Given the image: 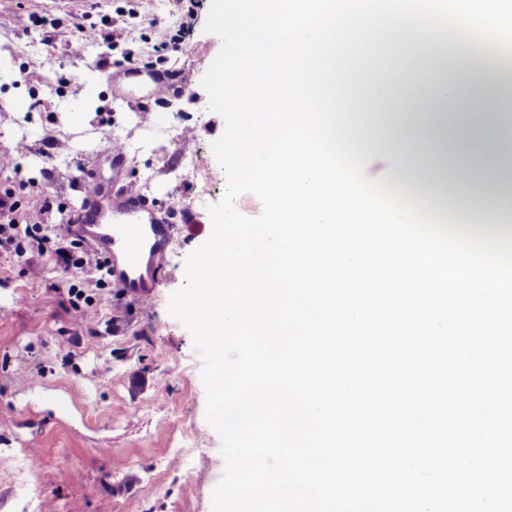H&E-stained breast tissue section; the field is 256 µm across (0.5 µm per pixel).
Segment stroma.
I'll return each mask as SVG.
<instances>
[{"mask_svg":"<svg viewBox=\"0 0 512 512\" xmlns=\"http://www.w3.org/2000/svg\"><path fill=\"white\" fill-rule=\"evenodd\" d=\"M187 5L193 19L182 31L177 0H85L72 11L56 0H0V192L13 190L21 210L42 214L44 224L67 219L83 205L82 161L111 176L112 133L127 149L121 183L136 184L174 226L154 301L84 284L91 324L49 255L17 262L0 254V512H212L222 442L205 419L192 336L168 312L188 255L210 237L208 207L226 183L211 150L224 119L209 111L200 84L222 41L204 30L211 0ZM20 14L28 28L17 27ZM76 18L97 41L74 42ZM110 31L119 38L109 46ZM177 31L190 56L159 50ZM129 51L142 73L174 76L155 113L112 93ZM20 142L27 149L19 154ZM194 152L211 176L206 195L181 171ZM30 264L40 277L27 273Z\"/></svg>","mask_w":512,"mask_h":512,"instance_id":"35a3bbf8","label":"stroma"}]
</instances>
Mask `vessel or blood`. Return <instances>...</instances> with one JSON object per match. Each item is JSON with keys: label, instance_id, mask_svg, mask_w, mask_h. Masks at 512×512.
<instances>
[{"label": "vessel or blood", "instance_id": "obj_1", "mask_svg": "<svg viewBox=\"0 0 512 512\" xmlns=\"http://www.w3.org/2000/svg\"><path fill=\"white\" fill-rule=\"evenodd\" d=\"M83 182L85 202L70 220L72 232L109 255L114 284L139 301H152L159 285L160 258L172 240V225L159 217L133 184L113 190L92 167Z\"/></svg>", "mask_w": 512, "mask_h": 512}]
</instances>
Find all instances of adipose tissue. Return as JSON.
Instances as JSON below:
<instances>
[{"label":"adipose tissue","instance_id":"adipose-tissue-1","mask_svg":"<svg viewBox=\"0 0 512 512\" xmlns=\"http://www.w3.org/2000/svg\"><path fill=\"white\" fill-rule=\"evenodd\" d=\"M511 58V45L475 52L452 31L390 33L352 103L367 176L464 231L512 237V90L498 80ZM474 95L478 113L465 109Z\"/></svg>","mask_w":512,"mask_h":512}]
</instances>
